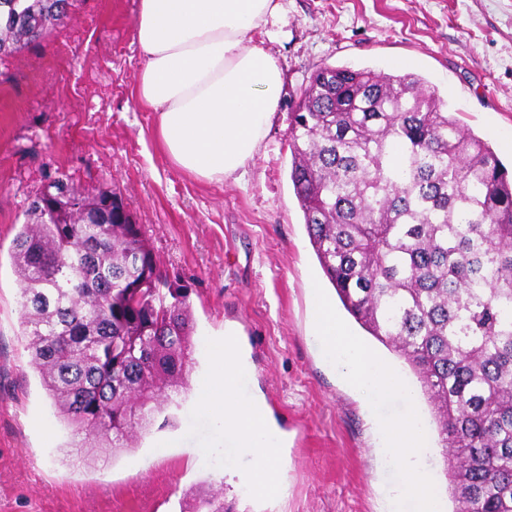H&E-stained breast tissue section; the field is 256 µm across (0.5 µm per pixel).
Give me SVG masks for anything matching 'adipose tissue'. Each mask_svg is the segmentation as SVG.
<instances>
[{"label":"adipose tissue","instance_id":"adipose-tissue-1","mask_svg":"<svg viewBox=\"0 0 512 512\" xmlns=\"http://www.w3.org/2000/svg\"><path fill=\"white\" fill-rule=\"evenodd\" d=\"M281 0H139L134 25L141 64L135 97L156 114V134L170 162L196 179L220 183L258 154L272 124L282 86L274 58L253 42L255 32L282 11ZM313 332L327 358L372 400L407 398L401 375L382 363L318 299ZM213 365L198 407L239 442L250 460L241 486L281 495L287 483L279 466L277 436L260 405L238 397L245 370L225 341L210 344ZM384 452L407 475L394 500L414 512H444L431 476L422 466L427 433L417 412L382 419Z\"/></svg>","mask_w":512,"mask_h":512}]
</instances>
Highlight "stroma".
<instances>
[{"mask_svg":"<svg viewBox=\"0 0 512 512\" xmlns=\"http://www.w3.org/2000/svg\"><path fill=\"white\" fill-rule=\"evenodd\" d=\"M256 43L282 71L258 157L240 178L202 182L160 151L156 115L137 106L139 0H77L71 18L22 53L0 57V512H179L184 494L223 493L235 512H388L399 469L376 451L375 421L430 414L425 397L368 406L312 333L323 273L289 179L290 112L321 66L418 74L463 128L512 167V0H282ZM116 191L172 284L189 288L190 393L172 425L88 468L31 367L10 248L53 179ZM238 333L259 397L281 434L283 497H254L224 459V434L195 406L207 346ZM55 431L46 440L44 426Z\"/></svg>","mask_w":512,"mask_h":512,"instance_id":"stroma-1","label":"stroma"}]
</instances>
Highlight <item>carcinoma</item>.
<instances>
[{
	"label": "carcinoma",
	"instance_id": "carcinoma-1",
	"mask_svg": "<svg viewBox=\"0 0 512 512\" xmlns=\"http://www.w3.org/2000/svg\"><path fill=\"white\" fill-rule=\"evenodd\" d=\"M68 0H0L18 53ZM414 73L324 66L290 118L293 191L355 322L401 359L445 448L452 512H512V177ZM112 202V223H86ZM10 258L31 364L86 467L134 447L152 404L189 389L187 290L170 284L118 196L77 224L31 202ZM181 512H233L219 492Z\"/></svg>",
	"mask_w": 512,
	"mask_h": 512
}]
</instances>
